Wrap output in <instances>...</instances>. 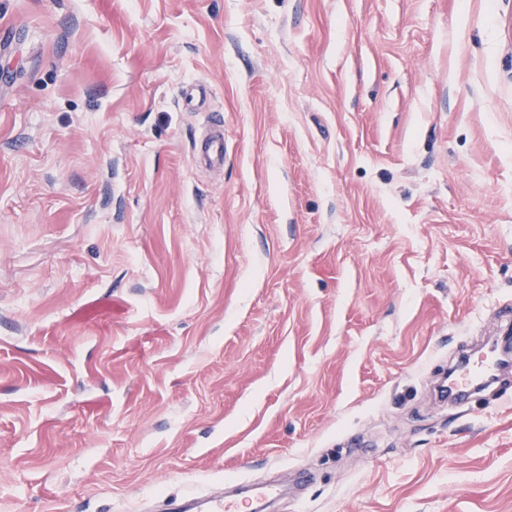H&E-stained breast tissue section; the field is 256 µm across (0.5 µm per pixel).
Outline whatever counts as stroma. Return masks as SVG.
Returning <instances> with one entry per match:
<instances>
[{"mask_svg":"<svg viewBox=\"0 0 512 512\" xmlns=\"http://www.w3.org/2000/svg\"><path fill=\"white\" fill-rule=\"evenodd\" d=\"M510 326L512 0H0V512H512ZM206 133V143L200 150L202 163L215 168L222 167L224 165V124L210 123ZM494 367V358L483 359L480 362L470 363L464 366L456 375L453 381L455 392L459 393V398L465 397L469 388L475 386V381L480 379L486 372Z\"/></svg>","mask_w":512,"mask_h":512,"instance_id":"35a3bbf8","label":"stroma"}]
</instances>
